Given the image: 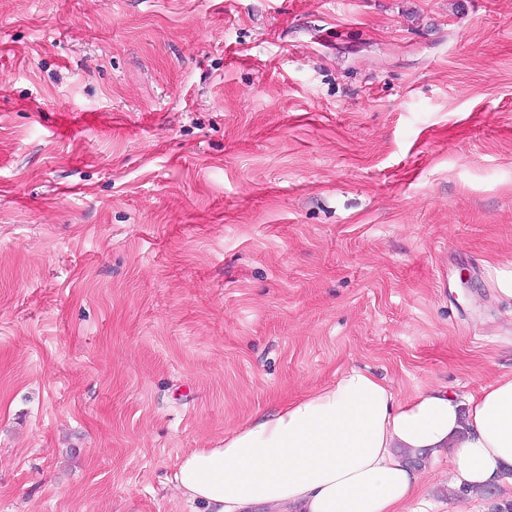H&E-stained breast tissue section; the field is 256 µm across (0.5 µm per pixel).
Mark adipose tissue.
<instances>
[{"mask_svg":"<svg viewBox=\"0 0 512 512\" xmlns=\"http://www.w3.org/2000/svg\"><path fill=\"white\" fill-rule=\"evenodd\" d=\"M447 462L450 488L481 489L512 466V377L460 400L448 387L398 398L352 368L179 459L175 488L193 512H428L408 455Z\"/></svg>","mask_w":512,"mask_h":512,"instance_id":"1","label":"adipose tissue"}]
</instances>
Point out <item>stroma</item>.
Returning <instances> with one entry per match:
<instances>
[{
	"mask_svg": "<svg viewBox=\"0 0 512 512\" xmlns=\"http://www.w3.org/2000/svg\"><path fill=\"white\" fill-rule=\"evenodd\" d=\"M509 270L512 0H0V512H188L352 367L478 394Z\"/></svg>",
	"mask_w": 512,
	"mask_h": 512,
	"instance_id": "35a3bbf8",
	"label": "stroma"
}]
</instances>
